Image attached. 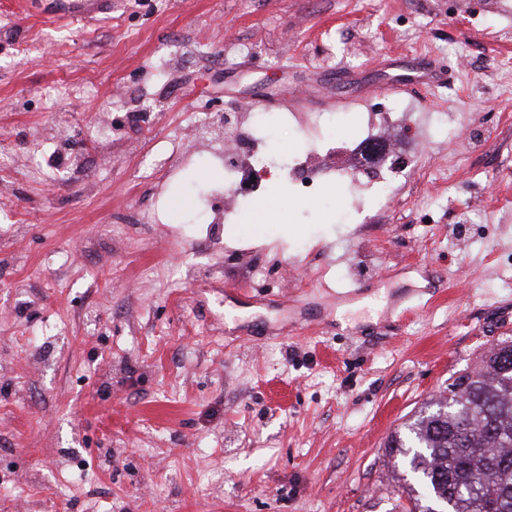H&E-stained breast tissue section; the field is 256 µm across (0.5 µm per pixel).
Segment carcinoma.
<instances>
[{"label":"carcinoma","mask_w":512,"mask_h":512,"mask_svg":"<svg viewBox=\"0 0 512 512\" xmlns=\"http://www.w3.org/2000/svg\"><path fill=\"white\" fill-rule=\"evenodd\" d=\"M450 380L387 443L415 481L406 512H512V337Z\"/></svg>","instance_id":"obj_1"}]
</instances>
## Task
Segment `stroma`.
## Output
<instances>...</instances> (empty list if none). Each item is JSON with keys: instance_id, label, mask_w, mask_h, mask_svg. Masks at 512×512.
<instances>
[{"instance_id": "obj_1", "label": "stroma", "mask_w": 512, "mask_h": 512, "mask_svg": "<svg viewBox=\"0 0 512 512\" xmlns=\"http://www.w3.org/2000/svg\"><path fill=\"white\" fill-rule=\"evenodd\" d=\"M70 2L0 0V512H394L391 433L512 336V0ZM225 112L421 130L224 223ZM368 142L373 143L377 149L376 157L378 158V166H379L380 172L382 174L381 185L385 184V185L392 186L393 185L392 180L390 178H388L387 174L384 173V171L386 170V172L401 174V173H403L404 169H399V167L396 165L395 156L389 146L385 147L382 144L377 143V142H372V141H368ZM394 168H396V169H394Z\"/></svg>"}]
</instances>
